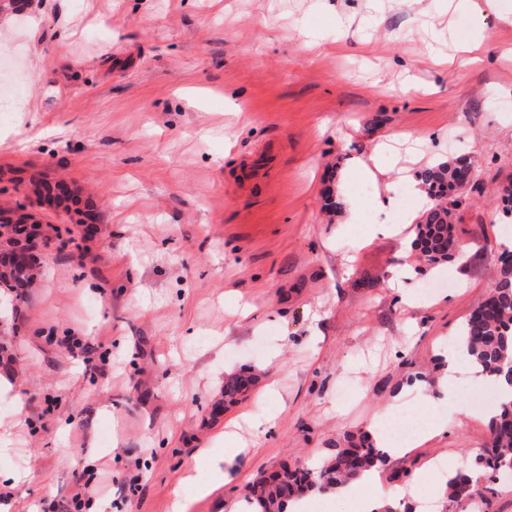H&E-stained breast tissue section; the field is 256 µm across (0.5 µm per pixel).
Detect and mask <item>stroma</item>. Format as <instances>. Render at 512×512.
Listing matches in <instances>:
<instances>
[{
  "label": "stroma",
  "instance_id": "obj_1",
  "mask_svg": "<svg viewBox=\"0 0 512 512\" xmlns=\"http://www.w3.org/2000/svg\"><path fill=\"white\" fill-rule=\"evenodd\" d=\"M493 0L482 64L442 71L428 52L457 53L471 20L448 0H31L10 17L29 78L24 109L0 116V205L36 181L78 185L90 226L37 208L42 276L0 294V512L67 503L89 481L94 512H236L249 482L282 464L317 466L336 445L412 417L445 432L390 457L377 493L391 512L422 508L434 461L463 465L487 447L485 382L469 362L460 399H416L448 368L442 352L491 286L507 218L490 199L512 177V27ZM430 152L473 162L456 235L467 254L418 259L414 226L367 235L392 214L348 224L345 196L397 192L400 171H348L391 136L401 168ZM71 232L74 242L60 247ZM438 281L432 298L421 286ZM82 337L95 376L62 345ZM256 381L224 404L225 376ZM240 450L232 478L209 485L225 434Z\"/></svg>",
  "mask_w": 512,
  "mask_h": 512
}]
</instances>
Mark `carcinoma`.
I'll list each match as a JSON object with an SVG mask.
<instances>
[{"instance_id":"obj_1","label":"carcinoma","mask_w":512,"mask_h":512,"mask_svg":"<svg viewBox=\"0 0 512 512\" xmlns=\"http://www.w3.org/2000/svg\"><path fill=\"white\" fill-rule=\"evenodd\" d=\"M472 167L466 158L448 161L424 170L421 181L434 204L423 214L418 226L415 247L433 256V261H448L459 255L447 251L456 237V211L462 207L456 182L462 172ZM34 256L0 259V288L16 291L35 278ZM459 340L477 376L489 381L499 392L500 400L489 421L491 446L481 449L468 468L448 477L446 497L459 502L475 491V474L482 470L499 472L512 465V265L502 264L496 281L487 295L462 324ZM250 378L238 375L224 382V403L232 404L249 386ZM388 463L387 452L377 447L370 435L336 452L318 467L281 466L267 478L248 485L245 498L256 512H288V504L298 493L337 488L358 479L363 472L382 469Z\"/></svg>"}]
</instances>
